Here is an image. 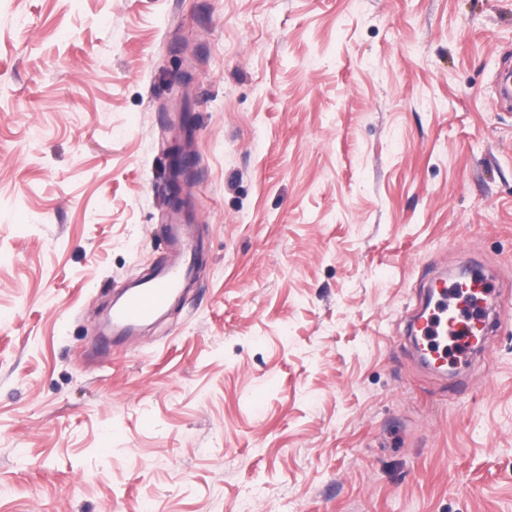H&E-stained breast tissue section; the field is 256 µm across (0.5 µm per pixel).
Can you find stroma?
Listing matches in <instances>:
<instances>
[{
  "instance_id": "1",
  "label": "stroma",
  "mask_w": 512,
  "mask_h": 512,
  "mask_svg": "<svg viewBox=\"0 0 512 512\" xmlns=\"http://www.w3.org/2000/svg\"><path fill=\"white\" fill-rule=\"evenodd\" d=\"M507 70L512 0H0V512H512V322L404 336L471 257L512 301ZM186 224H168L165 236L173 259L152 278L130 288L112 311V341L124 342L143 324L159 315L171 302L178 286L191 271L192 238ZM426 288L425 295L420 299V310L410 316V336L423 358L439 367L447 364V354L433 347L434 337L437 336H451L463 341L467 350H473L479 339L483 345L484 336L490 330L485 312L478 310L466 314L464 310L448 307V284L442 273L431 277ZM423 341H427V348Z\"/></svg>"
}]
</instances>
